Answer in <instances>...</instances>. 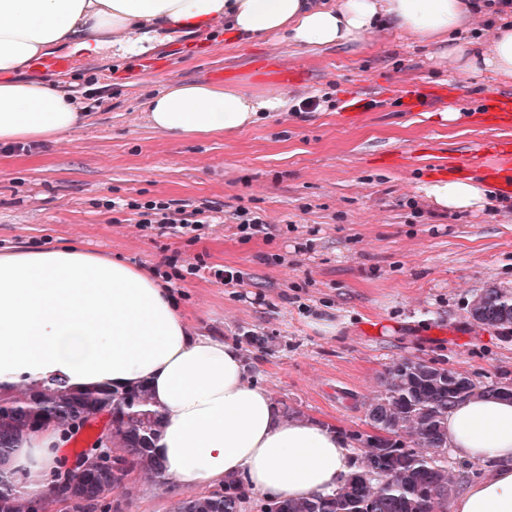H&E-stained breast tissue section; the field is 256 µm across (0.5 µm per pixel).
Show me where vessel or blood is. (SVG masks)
I'll list each match as a JSON object with an SVG mask.
<instances>
[{
  "label": "vessel or blood",
  "instance_id": "vessel-or-blood-1",
  "mask_svg": "<svg viewBox=\"0 0 512 512\" xmlns=\"http://www.w3.org/2000/svg\"><path fill=\"white\" fill-rule=\"evenodd\" d=\"M480 119L493 127H512V93L485 96ZM446 172L457 178L479 175L500 194L512 196V139L480 144L459 158L457 164L448 166Z\"/></svg>",
  "mask_w": 512,
  "mask_h": 512
}]
</instances>
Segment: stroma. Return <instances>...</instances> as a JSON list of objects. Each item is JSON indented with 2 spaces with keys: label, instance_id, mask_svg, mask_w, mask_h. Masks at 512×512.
Listing matches in <instances>:
<instances>
[{
  "label": "stroma",
  "instance_id": "stroma-1",
  "mask_svg": "<svg viewBox=\"0 0 512 512\" xmlns=\"http://www.w3.org/2000/svg\"><path fill=\"white\" fill-rule=\"evenodd\" d=\"M453 39L423 42L383 20L356 46H304L210 25L159 39L145 56L85 54L69 71L21 70L16 80L71 92L88 115L60 139L0 150V251L73 243L150 273L173 256L205 262L171 283L189 326L236 342L278 405L339 432L366 430V403L405 358L485 385L512 381V329L469 314L482 289L512 291V211L498 194L480 209L445 211L423 190L432 167L512 139V128L478 114L486 95L512 92V75L484 68L430 111L399 108L415 87L453 83ZM284 65L294 73L286 97L321 91L329 104L188 138L148 120L163 89L220 83L256 96ZM351 91L376 98L377 109L347 119ZM448 112L457 120L444 121ZM392 151L406 155L404 166L385 164ZM156 199L208 208L209 222L198 234L144 228L127 204ZM242 206L263 215L266 233L241 238L232 215ZM212 266L240 271L241 283L216 282ZM190 494L140 478L104 502L108 512H173Z\"/></svg>",
  "mask_w": 512,
  "mask_h": 512
}]
</instances>
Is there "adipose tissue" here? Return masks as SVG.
I'll use <instances>...</instances> for the list:
<instances>
[{
  "instance_id": "adipose-tissue-1",
  "label": "adipose tissue",
  "mask_w": 512,
  "mask_h": 512,
  "mask_svg": "<svg viewBox=\"0 0 512 512\" xmlns=\"http://www.w3.org/2000/svg\"><path fill=\"white\" fill-rule=\"evenodd\" d=\"M427 39L454 30L460 0H343L336 9L307 0H0V143L53 139L73 130L83 109L69 94L16 70L68 44L78 51L141 56L176 29L227 18L236 34H290L301 45L355 44L380 15ZM512 73V28L499 30L491 58L463 46L448 68L467 77L480 64ZM274 87L262 99L216 85L164 89L150 102L156 129L179 137L247 127L282 107ZM441 208L483 207L488 191L470 180L429 184ZM59 380L74 389L138 386L162 416L152 453L186 487L235 478L269 498L302 499L337 489L352 453L336 431L286 416L248 373L236 346L192 331L170 289L142 269L74 245L0 252V393ZM452 455L481 468L452 512H512V400L475 396L446 424ZM64 428L24 435L8 460L24 489L51 487L63 465Z\"/></svg>"
}]
</instances>
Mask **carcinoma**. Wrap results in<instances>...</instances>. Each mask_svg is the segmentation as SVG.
I'll return each mask as SVG.
<instances>
[{"label":"carcinoma","instance_id":"1","mask_svg":"<svg viewBox=\"0 0 512 512\" xmlns=\"http://www.w3.org/2000/svg\"><path fill=\"white\" fill-rule=\"evenodd\" d=\"M469 313L481 323L512 327V293L487 288L476 294ZM383 389L366 404V418L384 437L346 438L359 445V465L339 489L303 500L262 499L259 512H441L451 488L448 481V411L460 401L487 394L502 396L512 382L483 385L437 363L404 359L389 367ZM148 391L109 388L77 390L62 382L35 391L0 395V461H7L21 436L44 418L68 428L86 425L98 409L112 407V465L59 480L75 497L103 495L120 487L133 471L162 482L161 463L150 454L161 416L146 409ZM252 492L241 480L203 496L177 502L175 512H245ZM0 512H32L31 499L16 484L0 479Z\"/></svg>","mask_w":512,"mask_h":512}]
</instances>
